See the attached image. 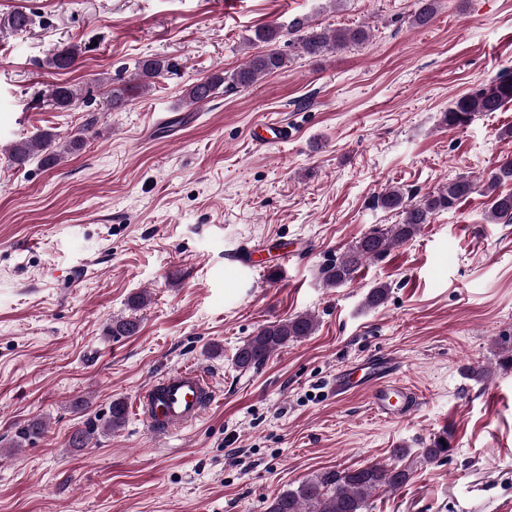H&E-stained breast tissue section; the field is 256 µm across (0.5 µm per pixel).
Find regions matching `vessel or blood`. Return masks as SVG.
<instances>
[{
	"mask_svg": "<svg viewBox=\"0 0 512 512\" xmlns=\"http://www.w3.org/2000/svg\"><path fill=\"white\" fill-rule=\"evenodd\" d=\"M288 125L279 121L262 124L255 137L260 146L287 141ZM397 364L392 360L368 362L363 370L338 371L333 389L344 395L355 389L367 390L373 412L384 419L396 420L415 406L412 394L395 380ZM216 391L202 369L184 365L153 378L133 401V409L156 435L165 436L198 422L211 405Z\"/></svg>",
	"mask_w": 512,
	"mask_h": 512,
	"instance_id": "b4317fda",
	"label": "vessel or blood"
}]
</instances>
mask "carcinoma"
I'll list each match as a JSON object with an SVG mask.
<instances>
[{
    "instance_id": "1",
    "label": "carcinoma",
    "mask_w": 512,
    "mask_h": 512,
    "mask_svg": "<svg viewBox=\"0 0 512 512\" xmlns=\"http://www.w3.org/2000/svg\"><path fill=\"white\" fill-rule=\"evenodd\" d=\"M436 3L437 0H415L412 24L418 28L430 25L436 14ZM288 34L293 36L288 45L308 56L359 47L369 39V33L363 27L329 29L307 18L293 19L286 30L276 23L266 24L257 28L254 37L249 39L251 47L260 45L261 50L250 53L245 63L230 73L217 71L188 84L184 90L185 103L198 106L210 100L224 85L231 88L249 87L259 79L288 67L289 56L278 48L280 40ZM79 56L78 47L69 46L55 52L48 64L66 71L75 66ZM177 70L178 65L166 57L148 56L139 60L129 81L106 92L107 108L114 112L123 109L145 89L160 83ZM48 101L54 109L68 111L79 104H90L91 98H79L71 86L63 83L51 89ZM509 103H512V70L453 100L441 121L451 129H464L471 124L476 113L497 112ZM84 144V137L74 135L63 149L56 143V135L43 132L28 140L12 143L8 148V158L18 167L36 159L41 165L52 168L59 165L65 151L74 152ZM508 179H512L511 158L504 160L481 179L458 176L418 199L400 188H386L375 197L374 206L394 213L398 222L372 229L340 257L326 264L322 269L324 284L332 288L352 281L362 265L413 239L423 225L431 223L436 215L456 209L463 199L476 192L491 196L489 219L511 224L512 194L496 193L498 185ZM388 295L389 288L380 284L370 289L365 305L371 309L377 308L386 302ZM146 305L147 298L144 296H131L128 307L132 314L112 320V335L135 334L140 327L136 312ZM314 331L315 319L310 314L296 315L263 326L236 350L234 363L242 370L259 368L279 347L309 336ZM446 440V435L433 438L429 448L423 451V460L433 462L446 456L449 451ZM409 480L408 469L392 465L371 464L356 469L324 470L302 481L296 488L277 494L270 502L268 512H367L369 498L375 491L395 492Z\"/></svg>"
}]
</instances>
